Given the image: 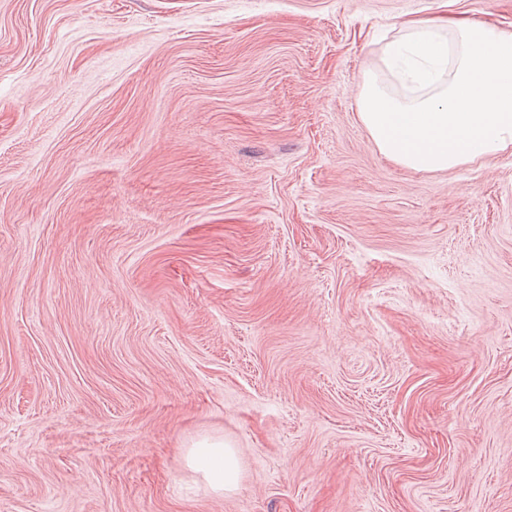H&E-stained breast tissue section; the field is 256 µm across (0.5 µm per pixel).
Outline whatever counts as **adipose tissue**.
I'll use <instances>...</instances> for the list:
<instances>
[{"label": "adipose tissue", "mask_w": 512, "mask_h": 512, "mask_svg": "<svg viewBox=\"0 0 512 512\" xmlns=\"http://www.w3.org/2000/svg\"><path fill=\"white\" fill-rule=\"evenodd\" d=\"M187 468L198 474L208 490L224 496L237 490L241 479L239 458L234 448L219 439L193 443L185 453Z\"/></svg>", "instance_id": "adipose-tissue-1"}]
</instances>
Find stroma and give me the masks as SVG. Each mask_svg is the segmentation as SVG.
Here are the masks:
<instances>
[{"instance_id":"obj_1","label":"stroma","mask_w":512,"mask_h":512,"mask_svg":"<svg viewBox=\"0 0 512 512\" xmlns=\"http://www.w3.org/2000/svg\"><path fill=\"white\" fill-rule=\"evenodd\" d=\"M442 14L512 0H0V512H512V149L358 115ZM186 467L198 474L208 490L224 497L237 490L241 468L235 448L223 440L203 439L193 443L185 453Z\"/></svg>"}]
</instances>
